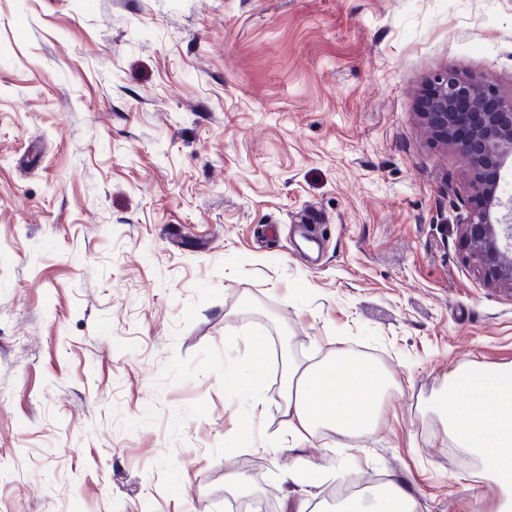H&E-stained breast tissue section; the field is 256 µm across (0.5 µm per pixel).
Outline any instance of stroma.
<instances>
[{"mask_svg": "<svg viewBox=\"0 0 512 512\" xmlns=\"http://www.w3.org/2000/svg\"><path fill=\"white\" fill-rule=\"evenodd\" d=\"M453 69L512 95V0H0V512H236L337 471L471 512L428 409L512 363V291L468 265L465 158L420 119ZM397 386L356 451L292 453L276 352ZM265 357L262 416L224 373Z\"/></svg>", "mask_w": 512, "mask_h": 512, "instance_id": "35a3bbf8", "label": "stroma"}]
</instances>
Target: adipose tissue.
<instances>
[{
    "label": "adipose tissue",
    "instance_id": "1",
    "mask_svg": "<svg viewBox=\"0 0 512 512\" xmlns=\"http://www.w3.org/2000/svg\"><path fill=\"white\" fill-rule=\"evenodd\" d=\"M282 371L283 410L295 447L321 428L342 438L369 435L391 384L379 366L343 348L306 367L283 355ZM429 408L454 446L479 461L478 501H493L492 512H512V364L458 366ZM385 486L369 497L347 500L336 512H423L421 501L399 479L389 478Z\"/></svg>",
    "mask_w": 512,
    "mask_h": 512
}]
</instances>
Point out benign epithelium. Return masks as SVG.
Returning <instances> with one entry per match:
<instances>
[{
  "label": "benign epithelium",
  "mask_w": 512,
  "mask_h": 512,
  "mask_svg": "<svg viewBox=\"0 0 512 512\" xmlns=\"http://www.w3.org/2000/svg\"><path fill=\"white\" fill-rule=\"evenodd\" d=\"M420 116L429 137L458 150L473 175L460 230L466 262L489 285L512 288V197L499 194L512 165V97L446 70L432 78Z\"/></svg>",
  "instance_id": "7a95c632"
}]
</instances>
